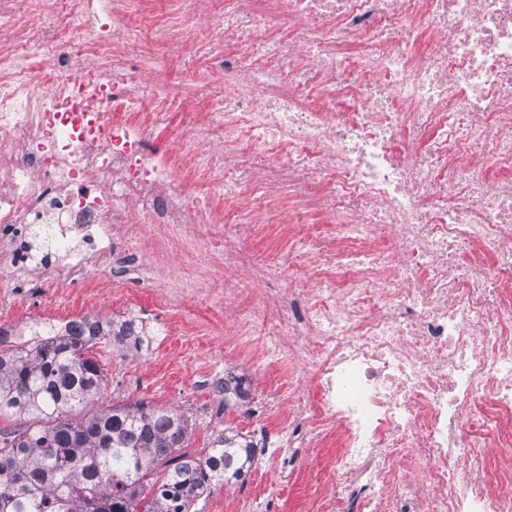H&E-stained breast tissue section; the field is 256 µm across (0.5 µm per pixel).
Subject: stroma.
Instances as JSON below:
<instances>
[{
	"label": "stroma",
	"mask_w": 512,
	"mask_h": 512,
	"mask_svg": "<svg viewBox=\"0 0 512 512\" xmlns=\"http://www.w3.org/2000/svg\"><path fill=\"white\" fill-rule=\"evenodd\" d=\"M132 53L157 62L159 67L156 89L145 91L134 102L137 112L163 111L165 122L158 128L159 139L176 144L185 130L188 113L199 111L193 77L205 72L212 82V96L224 97V80L203 48L190 42L172 46L154 33L142 30L132 45ZM326 217L321 213L306 214L302 223L268 225L258 236L247 237L244 247L252 262L267 264L287 253L294 238L308 234ZM123 282L134 309L143 311L147 328L143 336L126 342L104 339L94 348L102 365L105 380L88 410L120 403L133 405L144 402L184 412L190 419L189 451L199 452L226 428H235L254 439L255 464L245 484L217 486L196 504V512H233L237 500L253 497L254 512H310L312 501L306 486L308 480L326 482V459L323 454L308 452L298 481L275 496L265 493L266 487L278 480V457L269 439L262 431L266 417L261 414V403L270 386L287 390L292 376V364L281 360L279 366H267L260 356L264 338L255 335L252 357H245L224 340V318L236 309L245 308L250 298L220 302L215 292H188L178 306L167 305L161 292L126 279L122 267H113L111 273L98 277L101 301L87 306L84 291L72 289L65 294L57 311L58 317H90L111 321L109 298L116 282ZM190 323V334L172 335L171 322ZM244 376L249 391L246 402L223 404L213 398L210 381L223 373Z\"/></svg>",
	"instance_id": "obj_1"
}]
</instances>
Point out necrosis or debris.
<instances>
[{"instance_id": "necrosis-or-debris-1", "label": "necrosis or debris", "mask_w": 512, "mask_h": 512, "mask_svg": "<svg viewBox=\"0 0 512 512\" xmlns=\"http://www.w3.org/2000/svg\"><path fill=\"white\" fill-rule=\"evenodd\" d=\"M152 2L0 0V308L52 305L122 242L174 301L191 285L160 261L171 231L219 276L252 267L242 236L322 212L283 263L224 283L254 293L225 335L245 352L262 331L268 364H301L263 401L285 472L328 450L315 512H512V0H180L202 31L165 37L202 38L236 95L173 147L164 113L124 118L154 73L127 50ZM286 25L295 42L265 39ZM242 181L260 195L225 225ZM294 265L312 287L274 289Z\"/></svg>"}]
</instances>
